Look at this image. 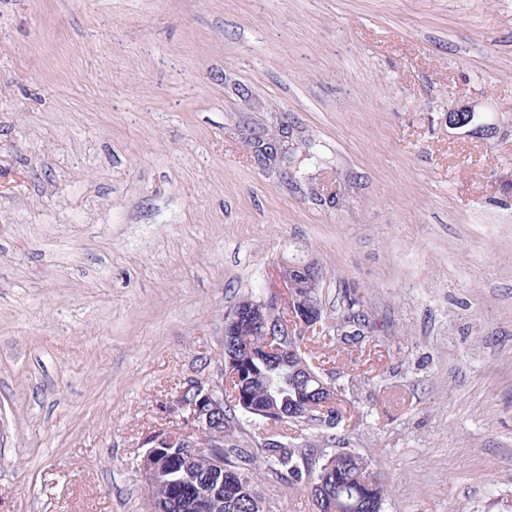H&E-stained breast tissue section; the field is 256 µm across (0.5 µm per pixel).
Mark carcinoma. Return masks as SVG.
Instances as JSON below:
<instances>
[{
    "label": "carcinoma",
    "instance_id": "1",
    "mask_svg": "<svg viewBox=\"0 0 512 512\" xmlns=\"http://www.w3.org/2000/svg\"><path fill=\"white\" fill-rule=\"evenodd\" d=\"M349 328L361 336L367 328L361 306L352 299L344 305L338 323L323 327L322 332L293 339L279 337L288 354V365L280 366L245 358L244 350L260 345L264 336L261 327L242 316L235 347L224 348V368L232 366L239 372L238 383L224 389V447L212 449L224 459V467L216 471L209 462L194 459L191 449H180L191 462V473L171 469L165 482L150 488L151 512H198L194 494L205 485L224 487V512H258L254 497L260 495L263 472L277 480L312 486L313 506L318 512L325 491L332 496L335 512H382L388 486L364 458L336 451L320 456L315 463L309 460L307 449L288 440V424L303 422V404L316 398L312 390L317 383L307 380L298 369L300 360L311 359L308 350L313 343L325 345L341 335L349 340ZM241 416L268 424L255 454L234 439Z\"/></svg>",
    "mask_w": 512,
    "mask_h": 512
}]
</instances>
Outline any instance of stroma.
<instances>
[{
    "label": "stroma",
    "instance_id": "stroma-1",
    "mask_svg": "<svg viewBox=\"0 0 512 512\" xmlns=\"http://www.w3.org/2000/svg\"><path fill=\"white\" fill-rule=\"evenodd\" d=\"M283 113L288 182L246 140ZM307 259L375 330L323 348L342 419L298 444L384 512H512V0H0V512H151L143 435Z\"/></svg>",
    "mask_w": 512,
    "mask_h": 512
}]
</instances>
